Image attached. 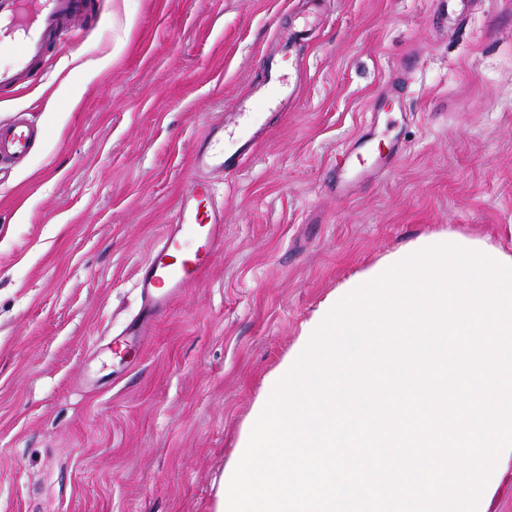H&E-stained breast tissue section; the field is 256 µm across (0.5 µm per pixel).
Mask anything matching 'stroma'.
<instances>
[{"instance_id": "35a3bbf8", "label": "stroma", "mask_w": 512, "mask_h": 512, "mask_svg": "<svg viewBox=\"0 0 512 512\" xmlns=\"http://www.w3.org/2000/svg\"><path fill=\"white\" fill-rule=\"evenodd\" d=\"M303 0H95L97 24L0 91L40 134L0 170V512H212L267 379L336 287L420 236L512 243V0H331L300 97L230 176L224 252L143 349L141 308L194 148ZM395 166L332 191L359 135Z\"/></svg>"}]
</instances>
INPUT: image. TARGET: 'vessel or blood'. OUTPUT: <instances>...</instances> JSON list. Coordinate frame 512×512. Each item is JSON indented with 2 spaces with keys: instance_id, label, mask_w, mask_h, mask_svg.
Segmentation results:
<instances>
[{
  "instance_id": "1",
  "label": "vessel or blood",
  "mask_w": 512,
  "mask_h": 512,
  "mask_svg": "<svg viewBox=\"0 0 512 512\" xmlns=\"http://www.w3.org/2000/svg\"><path fill=\"white\" fill-rule=\"evenodd\" d=\"M90 16L88 0H0V47L9 52L7 63L0 64V90L26 82L52 48L69 32L87 23ZM290 54L288 38L277 37L276 48L256 74L249 95L239 99L235 118L256 108L287 111L297 97V88L286 82L279 61ZM38 135V128L27 119L1 121L0 165L25 161ZM261 138L258 129L240 141L225 136L223 127L209 128L192 154L191 170L166 234L138 269L135 286L141 297V310L113 337L116 349L144 346L153 334L157 312L197 282L223 252L224 206L215 196L212 178L236 173ZM390 162V157L374 155L364 141L337 160L336 169L346 179L384 170Z\"/></svg>"
}]
</instances>
